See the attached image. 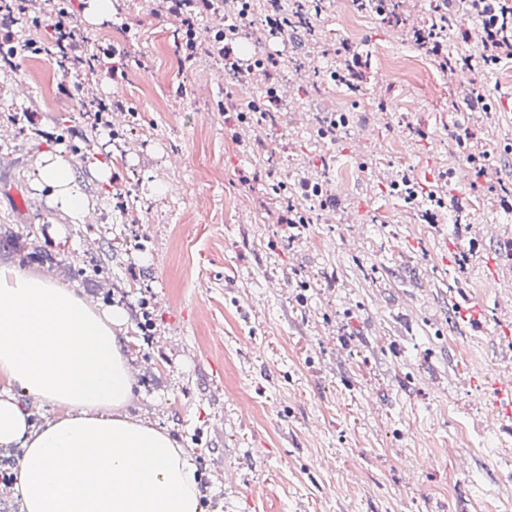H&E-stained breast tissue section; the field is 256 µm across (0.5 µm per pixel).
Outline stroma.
Returning a JSON list of instances; mask_svg holds the SVG:
<instances>
[{
	"label": "stroma",
	"mask_w": 512,
	"mask_h": 512,
	"mask_svg": "<svg viewBox=\"0 0 512 512\" xmlns=\"http://www.w3.org/2000/svg\"><path fill=\"white\" fill-rule=\"evenodd\" d=\"M404 2L397 26L326 0L318 88L294 65L291 32H266L261 14L250 93L218 56L181 65V27L207 43L217 22L161 0H112L95 24L86 0H68L86 46L118 50L116 79L64 73L47 53L0 68V229L56 256L11 265L124 311L136 411L189 449L208 512H512V443L480 400L491 375H512L500 299L512 288V57L459 84L444 60L480 58V40L425 52L411 32L436 0ZM387 57L418 60L424 83L389 74ZM87 82L123 102L110 126L83 117L74 87ZM266 88L279 120L242 116ZM130 112L138 124L117 139ZM321 112L344 117L335 138L318 136ZM89 139L111 183L86 169ZM48 150L80 168L95 202L86 223H62L31 186ZM467 164L473 179L456 188ZM282 186L303 226L288 228ZM458 189L467 205L453 214L441 201ZM97 265L104 286L76 274ZM454 292L481 307L484 332ZM406 457L430 465L410 470Z\"/></svg>",
	"instance_id": "stroma-1"
}]
</instances>
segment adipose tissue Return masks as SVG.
Masks as SVG:
<instances>
[{
	"instance_id": "1",
	"label": "adipose tissue",
	"mask_w": 512,
	"mask_h": 512,
	"mask_svg": "<svg viewBox=\"0 0 512 512\" xmlns=\"http://www.w3.org/2000/svg\"><path fill=\"white\" fill-rule=\"evenodd\" d=\"M31 182L69 223L94 208L63 153L38 155ZM124 321L50 278L0 267V447L21 451L25 512H204L188 452L126 412ZM26 396L60 415L33 427Z\"/></svg>"
}]
</instances>
